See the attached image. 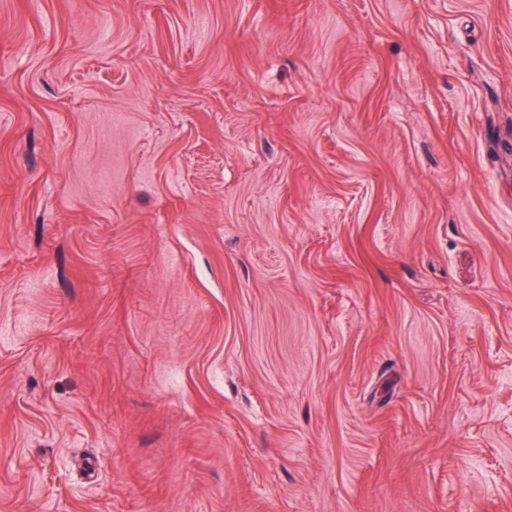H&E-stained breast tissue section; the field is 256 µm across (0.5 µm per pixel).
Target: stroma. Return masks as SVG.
Returning a JSON list of instances; mask_svg holds the SVG:
<instances>
[{"label":"stroma","mask_w":512,"mask_h":512,"mask_svg":"<svg viewBox=\"0 0 512 512\" xmlns=\"http://www.w3.org/2000/svg\"><path fill=\"white\" fill-rule=\"evenodd\" d=\"M0 512H512V0H0Z\"/></svg>","instance_id":"35a3bbf8"}]
</instances>
